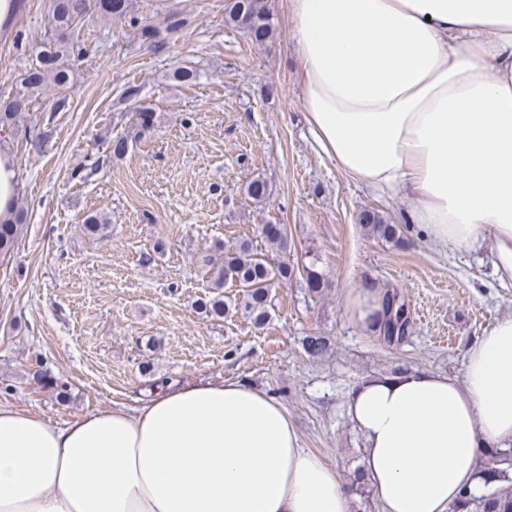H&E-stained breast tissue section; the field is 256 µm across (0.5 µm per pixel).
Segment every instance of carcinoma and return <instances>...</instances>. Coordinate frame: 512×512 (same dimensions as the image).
<instances>
[{
	"mask_svg": "<svg viewBox=\"0 0 512 512\" xmlns=\"http://www.w3.org/2000/svg\"><path fill=\"white\" fill-rule=\"evenodd\" d=\"M98 12L105 21L128 20L138 27L139 39L150 46L164 44L165 36L184 27L185 18L177 11L169 12L160 25L140 23L132 15L131 0H50V33L37 45L32 53L35 63L24 73L20 84L8 94H0V127L18 128L29 119L34 100L44 91L53 89L64 92L72 88L78 79L76 61L82 56L77 40L79 28L90 10ZM224 23L247 32L250 39L263 43L274 30L273 15L268 0H228L224 9ZM26 219L24 207L18 205L12 216L0 221V257L11 256L18 243ZM360 222L372 226L380 237L396 243L403 241V225L386 224L375 213L365 211ZM261 237L271 246L285 253L288 250L286 228L280 224H265ZM207 291L198 300L199 310L206 315L222 318L232 312L231 305L224 301V286L231 283L243 295L244 310L254 315L256 324L267 317V301L275 282L292 276L294 267L286 262L273 263L262 246L251 240L235 245L222 246L218 253L204 258ZM308 290L317 296L323 293L328 283L323 274L314 267L304 268ZM381 311L370 324L373 335L387 347L396 348L408 341L413 329L410 307L397 288L380 290ZM31 380L41 389L54 388L57 399L64 401L68 390L58 385L56 379L43 369L31 372ZM490 466L482 469L481 479L495 489L480 497L464 490L459 494L454 512H512V485L506 483V473L501 464L512 457L511 449L493 448L488 452Z\"/></svg>",
	"mask_w": 512,
	"mask_h": 512,
	"instance_id": "cac0c4a2",
	"label": "carcinoma"
}]
</instances>
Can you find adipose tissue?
<instances>
[{
  "mask_svg": "<svg viewBox=\"0 0 512 512\" xmlns=\"http://www.w3.org/2000/svg\"><path fill=\"white\" fill-rule=\"evenodd\" d=\"M305 119L353 182L409 196L438 246H488L512 284V0H291ZM346 414L384 512H449L512 445V314L461 377L360 379ZM0 512H350L278 400L195 382L64 424L0 407Z\"/></svg>",
  "mask_w": 512,
  "mask_h": 512,
  "instance_id": "obj_1",
  "label": "adipose tissue"
}]
</instances>
